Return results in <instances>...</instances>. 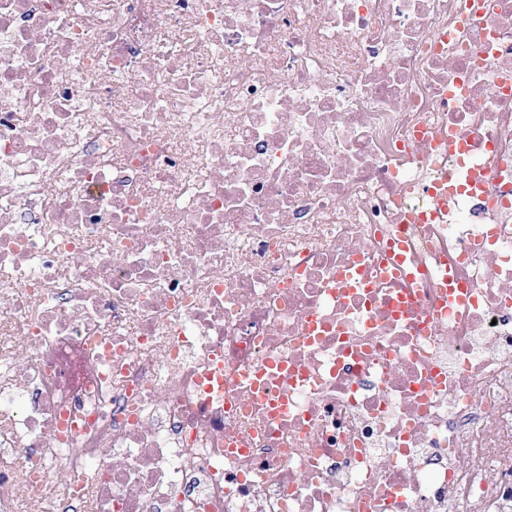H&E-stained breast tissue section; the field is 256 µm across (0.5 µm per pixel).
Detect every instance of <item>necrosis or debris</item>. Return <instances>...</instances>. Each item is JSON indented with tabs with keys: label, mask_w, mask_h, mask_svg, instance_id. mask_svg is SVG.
<instances>
[{
	"label": "necrosis or debris",
	"mask_w": 512,
	"mask_h": 512,
	"mask_svg": "<svg viewBox=\"0 0 512 512\" xmlns=\"http://www.w3.org/2000/svg\"><path fill=\"white\" fill-rule=\"evenodd\" d=\"M48 507L512 512V0H0V512Z\"/></svg>",
	"instance_id": "obj_1"
}]
</instances>
